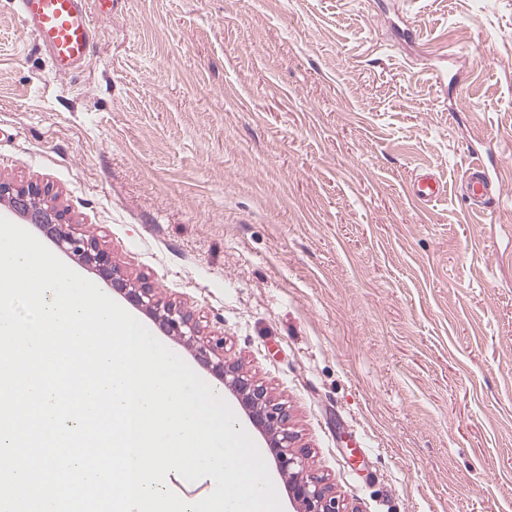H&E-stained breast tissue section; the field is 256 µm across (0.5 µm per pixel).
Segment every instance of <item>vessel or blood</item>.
I'll use <instances>...</instances> for the list:
<instances>
[{"instance_id": "vessel-or-blood-1", "label": "vessel or blood", "mask_w": 512, "mask_h": 512, "mask_svg": "<svg viewBox=\"0 0 512 512\" xmlns=\"http://www.w3.org/2000/svg\"><path fill=\"white\" fill-rule=\"evenodd\" d=\"M19 12L35 40L47 51L59 73L80 68L94 43L88 0H17ZM465 199L471 210L496 205L500 188L483 164H470L465 172ZM415 197L426 203L441 200L446 189L434 174L425 172L412 183Z\"/></svg>"}]
</instances>
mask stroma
<instances>
[{"mask_svg":"<svg viewBox=\"0 0 512 512\" xmlns=\"http://www.w3.org/2000/svg\"><path fill=\"white\" fill-rule=\"evenodd\" d=\"M0 0V182L222 337L347 512H512V0ZM483 158L506 202L460 192ZM448 187L424 205L422 172ZM35 40L47 51L58 73L80 68L90 55L94 28L88 0H17Z\"/></svg>","mask_w":512,"mask_h":512,"instance_id":"1","label":"stroma"}]
</instances>
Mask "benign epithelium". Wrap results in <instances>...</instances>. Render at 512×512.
Returning <instances> with one entry per match:
<instances>
[{
    "mask_svg": "<svg viewBox=\"0 0 512 512\" xmlns=\"http://www.w3.org/2000/svg\"><path fill=\"white\" fill-rule=\"evenodd\" d=\"M8 199L12 209L39 225L63 251L78 257L95 270L104 284L122 294L135 306L152 315L162 330L193 348L195 357L211 368L246 411L252 425L265 436L277 469L286 480L293 512H343L332 487L315 472L304 450L296 445L285 404L268 388L244 372L238 362L224 357V338L199 335L191 316L171 305H161L153 288L125 278L112 262L109 251L95 241L76 236L65 211L54 204L48 187L30 185L14 188L0 182V200Z\"/></svg>",
    "mask_w": 512,
    "mask_h": 512,
    "instance_id": "7a95c632",
    "label": "benign epithelium"
}]
</instances>
